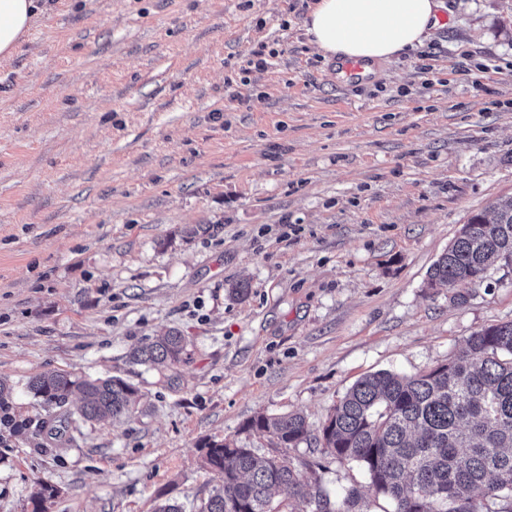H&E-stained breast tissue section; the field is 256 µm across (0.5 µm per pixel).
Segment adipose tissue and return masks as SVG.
I'll return each instance as SVG.
<instances>
[{
	"instance_id": "1",
	"label": "adipose tissue",
	"mask_w": 512,
	"mask_h": 512,
	"mask_svg": "<svg viewBox=\"0 0 512 512\" xmlns=\"http://www.w3.org/2000/svg\"><path fill=\"white\" fill-rule=\"evenodd\" d=\"M439 0H315L306 30L327 56L390 60L421 45ZM37 0H0V59L12 58L37 17Z\"/></svg>"
}]
</instances>
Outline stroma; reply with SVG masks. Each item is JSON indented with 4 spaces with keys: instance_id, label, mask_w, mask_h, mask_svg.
I'll return each mask as SVG.
<instances>
[{
    "instance_id": "1",
    "label": "stroma",
    "mask_w": 512,
    "mask_h": 512,
    "mask_svg": "<svg viewBox=\"0 0 512 512\" xmlns=\"http://www.w3.org/2000/svg\"><path fill=\"white\" fill-rule=\"evenodd\" d=\"M314 0H48L0 61V512H186L220 487L205 444L265 452L254 416L318 430L363 375H414L512 321V268L428 287L476 212L512 198V0L443 24L349 95ZM275 52L246 73L250 50ZM248 283L245 299L232 289ZM175 329L178 366L131 363ZM116 376L117 420L40 427L32 376ZM333 507L391 512L353 463L288 449Z\"/></svg>"
}]
</instances>
